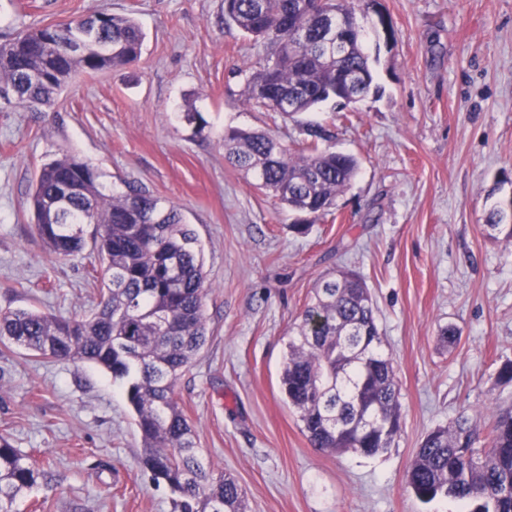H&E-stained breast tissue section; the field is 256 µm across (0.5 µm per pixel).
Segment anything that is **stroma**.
<instances>
[{
  "instance_id": "1",
  "label": "stroma",
  "mask_w": 512,
  "mask_h": 512,
  "mask_svg": "<svg viewBox=\"0 0 512 512\" xmlns=\"http://www.w3.org/2000/svg\"><path fill=\"white\" fill-rule=\"evenodd\" d=\"M103 9L135 19L139 62L76 77L55 105L0 102V310L90 313L97 256L51 254L29 192L41 165L89 163L109 192L136 183L180 206L204 250L208 340L175 392L216 472L248 512H463L406 482L425 436L467 415L487 430L512 406V240L486 237L512 198V0H374L359 15L375 88L341 111L289 117L245 104L263 48L224 23V0H0V44ZM385 15L396 38L374 33ZM189 112L206 122L196 131ZM328 126L359 170L332 212L304 222L224 158V131L303 142ZM364 278L400 388L402 429L375 457L313 448L283 401L286 342L319 277ZM459 336L444 345L439 333ZM0 435L48 476L14 512H171L140 464L124 391L102 369L0 344Z\"/></svg>"
}]
</instances>
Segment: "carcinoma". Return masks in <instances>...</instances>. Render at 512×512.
Instances as JSON below:
<instances>
[{
  "instance_id": "1",
  "label": "carcinoma",
  "mask_w": 512,
  "mask_h": 512,
  "mask_svg": "<svg viewBox=\"0 0 512 512\" xmlns=\"http://www.w3.org/2000/svg\"><path fill=\"white\" fill-rule=\"evenodd\" d=\"M356 0H224V22L259 42L265 55L247 79L245 102L294 116L334 100L346 108L374 83L361 30L345 34L346 55L328 52V15H356ZM294 43L288 54V42ZM144 34L129 17L94 11L18 33L0 44V86L17 105L41 112L78 74L131 65ZM45 74L34 82L30 71ZM356 82L336 91V72ZM311 142L292 148L259 131L230 129L226 158L253 175L291 211L316 220L335 206L355 178L358 160L320 148L331 134L308 128ZM35 229L49 252H83L94 225L99 302L87 315L61 317L29 308L0 311V344L30 356L101 367L125 386L151 479L173 494V512H245L237 480L216 473L199 453L198 436L174 394L177 379L207 342L203 250L181 209L134 185L107 195L99 173L75 156L41 166L30 200ZM488 238L512 240V200L490 209ZM281 389L313 447L376 456L401 429L399 389L382 349L375 309L363 277L342 271L321 277L288 338ZM469 419L427 434L407 483L417 498H454L471 512H512V408L501 410L475 447ZM46 473L0 435V512Z\"/></svg>"
}]
</instances>
